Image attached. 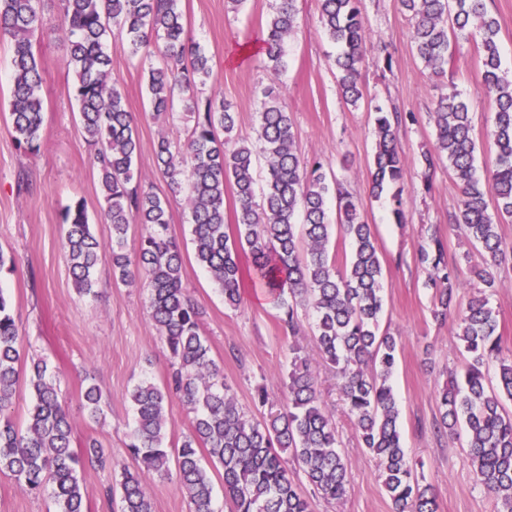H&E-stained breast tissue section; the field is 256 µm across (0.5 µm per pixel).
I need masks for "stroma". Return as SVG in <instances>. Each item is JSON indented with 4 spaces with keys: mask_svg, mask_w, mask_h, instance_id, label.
Wrapping results in <instances>:
<instances>
[{
    "mask_svg": "<svg viewBox=\"0 0 512 512\" xmlns=\"http://www.w3.org/2000/svg\"><path fill=\"white\" fill-rule=\"evenodd\" d=\"M272 0H245L231 12L225 0H181L180 7L193 39L211 59L213 76L204 93L230 102L238 114L235 138L256 141L260 88L281 86L291 112L297 144L309 159L320 160L358 200L363 217L378 240L384 267L382 328L401 338L392 383L399 405V424L409 458L423 461L424 484L436 495L438 512H505L502 501L476 477L465 435L438 436L439 392L449 371H462L467 359L456 336L455 318L433 317V290L428 272L416 261L421 246L441 238L448 262L461 282L459 297L468 301L479 283L473 274L482 262L464 227L450 223L460 190L447 168L425 178L423 152L433 149L430 119L438 97L457 91L473 114L478 174H486L495 157L490 136L495 101L482 84V62L476 44L461 46L445 74L435 76L418 58L409 22L399 0H362L364 24L371 49L363 71L367 96L359 107L347 106L336 83L337 48L320 24L318 0H298L301 30L287 47L288 69L276 75L263 66L251 42L264 28ZM44 81V114L40 150L19 148L8 120L10 52L0 44V250L13 256V272L0 273V290L9 299L19 323L25 360H46L73 421L75 451L89 442L112 452V465L82 473L89 512H111L104 492L123 469L135 468L126 450L133 412L128 392L144 378L163 384L169 355L150 318L147 292L113 282L108 264L98 268V283L89 296L74 287L64 248V212L83 201L94 232L109 240L110 225L100 217V188L94 151L80 127L68 68L67 45L58 36L35 39ZM111 77L119 82L126 106L136 120L139 152L136 169L143 188L168 202L169 231L184 252L183 284L202 312L211 355L232 385L236 400L255 418L267 408L255 400L264 385L271 400H279L288 368V340L274 306L246 289L238 309L229 310L210 277L194 258L189 212L183 197L171 195L168 180L155 167L154 144L167 134L186 142L182 102L168 123L154 119L146 90L148 62L131 57L118 41L108 40ZM391 66H384V59ZM396 104L412 113L398 129L405 153L401 184L405 223H396L389 197L374 198L371 161L375 147L373 108ZM489 300L498 313L503 352L512 355V268L500 270ZM322 401L333 412L339 449L351 484L347 497L328 503L310 496L312 512H393L375 461L357 439L336 387L333 369L317 365ZM97 385L105 398L99 421L88 418L82 395ZM0 512H54L51 498L20 488L0 473Z\"/></svg>",
    "mask_w": 512,
    "mask_h": 512,
    "instance_id": "stroma-1",
    "label": "stroma"
}]
</instances>
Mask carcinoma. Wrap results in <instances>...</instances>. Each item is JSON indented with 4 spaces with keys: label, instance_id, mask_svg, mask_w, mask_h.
Masks as SVG:
<instances>
[{
    "label": "carcinoma",
    "instance_id": "carcinoma-1",
    "mask_svg": "<svg viewBox=\"0 0 512 512\" xmlns=\"http://www.w3.org/2000/svg\"><path fill=\"white\" fill-rule=\"evenodd\" d=\"M40 0H0V42L11 49L10 121L18 147L39 149L44 102L42 68L33 37L44 30ZM60 0L61 28L68 41L67 65L75 75L74 92L84 137L96 147V167L104 205L103 223L111 225L103 243L91 230L84 202L65 210V247L77 292L90 295L103 256L110 257L112 279L147 291L151 319L171 359L166 382L136 383L128 399L134 425L127 449L137 469L126 470L108 499L118 512H153L146 478H176L189 504L188 512H214L213 483L200 462L205 449L224 470V495L232 512H310L300 491L304 476L313 493L327 502H341L349 492L350 475L338 449L333 415L321 401L316 366L300 343L304 330L299 311L311 315L321 359L335 370L338 389L358 439L375 460L394 512H437L433 489L420 484L416 464L406 455L398 423L399 411L390 384L400 337L380 328L384 308L383 267L372 225L363 219L358 201L318 161L299 152L290 114L280 91L261 89L259 147L233 142L237 113L230 103L200 96L212 76L209 58L189 36L180 0ZM324 32L339 45L336 78L344 102L353 107L365 98L362 70L368 34L361 0H319ZM412 21L417 55L434 74L445 73L461 41L483 50L482 83L494 96L496 111L490 134L496 146L494 163L482 180L476 176L473 118L461 94H441L431 119L434 151L422 154L425 174L448 161L461 186L453 222L462 224L470 242L481 248L483 285L466 304L458 302L460 282L449 267L443 242L433 237L418 250V263L429 270L435 290L433 316L455 314L458 339L469 362L463 375L450 372L439 393L436 432L466 430V447L480 481L512 512V415L502 397L512 400V356L502 357L495 309L486 292L496 286L498 271L512 268V242L499 224L512 222V77L502 69L499 24L487 0H400ZM296 0H275L258 43L264 68H287L288 40L299 31ZM119 41L133 57L155 56L148 68L153 117L166 119L175 98H181L188 121L184 148H175L162 134L154 146L157 169L173 193L190 186L187 209L195 260L224 298V306L242 303L244 276L262 290L279 311L289 345V370L281 409L257 420L239 408L233 387L210 355L203 336L201 312L183 287V251L169 234L166 202L133 184L138 153L137 132L123 93L111 79L107 37ZM414 119L393 105L375 107L376 148L372 156L370 193L391 194L392 214H405L400 182L406 162L396 131ZM266 164L261 201L253 176L256 155ZM232 186L237 207L236 233L226 231L224 194ZM145 228L137 247L128 249L131 225ZM349 241L351 255L343 269L330 257L332 234ZM251 256L243 271L241 255ZM498 362L497 389L486 384L484 367ZM20 336L8 300L0 292V473H9L30 493L49 491L56 512H87L79 472L85 465L105 468L112 451L88 444L86 454L72 448V423L59 399L45 360L32 362L29 388L33 404L26 428L13 422L9 410L19 382ZM176 397L193 413L177 443L168 444L165 407ZM103 393L90 385L83 407L90 419L103 414Z\"/></svg>",
    "mask_w": 512,
    "mask_h": 512
}]
</instances>
